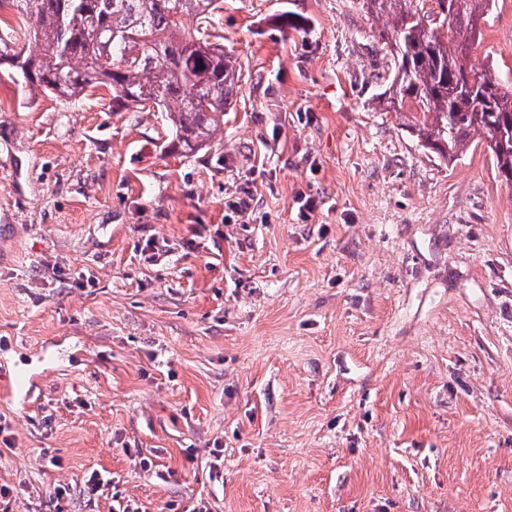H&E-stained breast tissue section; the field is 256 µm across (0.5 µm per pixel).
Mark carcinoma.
I'll return each instance as SVG.
<instances>
[{
  "instance_id": "1",
  "label": "carcinoma",
  "mask_w": 512,
  "mask_h": 512,
  "mask_svg": "<svg viewBox=\"0 0 512 512\" xmlns=\"http://www.w3.org/2000/svg\"><path fill=\"white\" fill-rule=\"evenodd\" d=\"M29 17L35 52L10 56L12 81L31 93L75 103L86 90L112 91L118 110L151 107L190 153L224 126L238 83L224 44L208 27L221 0H11ZM496 0H362V10L386 21L379 32L395 70L386 112L408 120L423 145L448 163L480 134L496 169L512 181V85L478 71L471 48ZM192 21L187 28L184 19ZM452 30V37L444 34Z\"/></svg>"
}]
</instances>
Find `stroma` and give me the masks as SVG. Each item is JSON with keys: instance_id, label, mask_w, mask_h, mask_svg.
<instances>
[{"instance_id": "35a3bbf8", "label": "stroma", "mask_w": 512, "mask_h": 512, "mask_svg": "<svg viewBox=\"0 0 512 512\" xmlns=\"http://www.w3.org/2000/svg\"><path fill=\"white\" fill-rule=\"evenodd\" d=\"M380 28L224 0L240 79L193 154L0 65V387L34 379L0 394L4 512H512V184L481 137L444 163L379 108ZM482 31L512 78V0Z\"/></svg>"}]
</instances>
